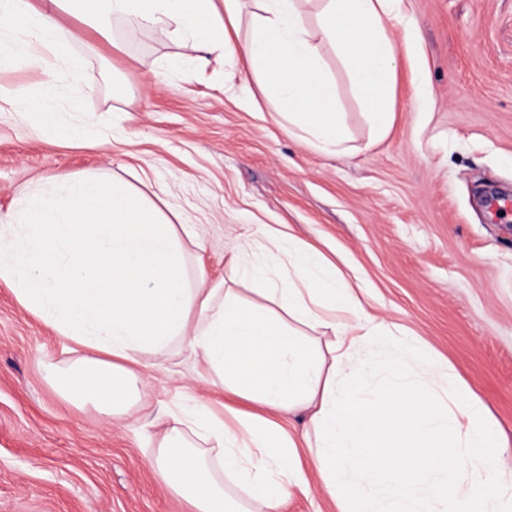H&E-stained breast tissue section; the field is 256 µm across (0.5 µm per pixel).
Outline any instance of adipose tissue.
Segmentation results:
<instances>
[{"label": "adipose tissue", "mask_w": 512, "mask_h": 512, "mask_svg": "<svg viewBox=\"0 0 512 512\" xmlns=\"http://www.w3.org/2000/svg\"><path fill=\"white\" fill-rule=\"evenodd\" d=\"M306 0H0V65L33 49L71 71L78 61L60 24L79 15L103 39L121 23L125 40L151 31L197 52L245 58L270 84L278 116L307 144L345 152L348 127L322 43L347 61L352 86L376 134L390 127L397 47L384 26L395 0H320L317 28ZM246 36L233 37L243 15ZM5 103L42 136L75 138L94 124L64 128L52 100ZM174 226L124 183L97 176L44 178L0 217V281L59 335L87 348L71 371L51 374L70 398L105 420L141 400L140 354L176 342L200 356L224 391L256 411L220 416L170 408L148 461L194 512H280L293 489L317 474L339 512H512V469L492 451L504 444L486 404L456 385L449 367L396 326L377 320L353 287L314 248L264 250L287 266L272 307L244 306L224 282L190 272ZM332 333L325 347L306 328ZM303 411L301 436L273 419Z\"/></svg>", "instance_id": "1"}]
</instances>
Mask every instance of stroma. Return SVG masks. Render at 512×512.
I'll return each mask as SVG.
<instances>
[{"mask_svg":"<svg viewBox=\"0 0 512 512\" xmlns=\"http://www.w3.org/2000/svg\"><path fill=\"white\" fill-rule=\"evenodd\" d=\"M386 24L399 53L393 122L374 137L347 66L336 80L355 151L329 156L288 134L247 62L194 51L151 32L114 48L78 16L60 19L80 59L53 70L43 51L0 68V87L38 102L67 89L95 124L83 141L37 135L0 112V212L35 180L98 175L142 194L174 224H195L209 282L225 280L262 303L230 265L232 240L263 243L283 225L339 267H351L368 310L407 327L479 396L512 468V216L483 205L512 194V0H398ZM93 52H86L85 44ZM84 354L22 307L0 282V512H192L148 463L162 406L224 410V391L190 353L141 354L145 385L130 417L103 420L58 392L48 367Z\"/></svg>","mask_w":512,"mask_h":512,"instance_id":"35a3bbf8","label":"stroma"}]
</instances>
